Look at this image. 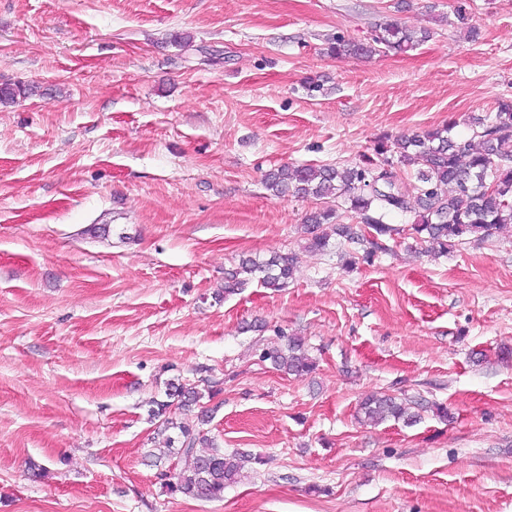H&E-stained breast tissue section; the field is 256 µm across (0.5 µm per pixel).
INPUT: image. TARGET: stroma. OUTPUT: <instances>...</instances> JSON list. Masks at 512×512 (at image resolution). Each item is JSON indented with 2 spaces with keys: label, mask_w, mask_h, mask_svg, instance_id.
<instances>
[{
  "label": "stroma",
  "mask_w": 512,
  "mask_h": 512,
  "mask_svg": "<svg viewBox=\"0 0 512 512\" xmlns=\"http://www.w3.org/2000/svg\"><path fill=\"white\" fill-rule=\"evenodd\" d=\"M456 5L0 0V84L37 89L0 105V512H512V232L437 258L395 215L351 266L339 237L308 250L315 200L262 181L448 123L470 137L512 97V0ZM390 21L431 36L325 51ZM274 252L297 258L287 288L215 300ZM288 336L311 376L260 360ZM178 380L213 390L205 432L254 458L223 499L170 493L151 458ZM372 392L419 421L361 423ZM428 30L417 32L397 22H389L379 25L378 30L368 43H352L342 36L336 35L327 42V54L331 56H356L371 58L376 55H388L390 53H407L416 49L422 42L430 37Z\"/></svg>",
  "instance_id": "stroma-1"
}]
</instances>
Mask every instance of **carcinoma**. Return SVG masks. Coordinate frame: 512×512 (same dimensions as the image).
Returning <instances> with one entry per match:
<instances>
[{
	"mask_svg": "<svg viewBox=\"0 0 512 512\" xmlns=\"http://www.w3.org/2000/svg\"><path fill=\"white\" fill-rule=\"evenodd\" d=\"M430 37L397 22L379 26L368 43H352L337 35L327 42L331 56L371 58L416 49ZM444 125L394 142L380 141L374 146L375 157L356 165L320 166L282 165L265 174L264 183L276 198L288 195L312 197L322 206L305 220L308 249L321 252L330 240L329 229L346 241L355 240L352 227L336 224L338 211L351 212L369 229V248L364 259L386 250L383 240L393 238L398 229L387 222L394 214H411L415 237L438 246L446 254L465 239L485 240L512 225V99L498 102L495 114L473 129L471 138L451 135ZM415 168L412 193L398 184L394 164ZM295 258L274 253L266 259L244 257L238 266L224 275V294L230 295L256 282L261 287L279 291L295 277ZM262 361L278 371L303 377L316 369V361L302 339L289 337L282 346L262 350ZM167 400L150 410L152 418L161 419L166 433L162 457L174 460L165 486L171 493L197 499H221L224 490L244 478L249 457L230 454L214 446L200 426L207 424L213 409L203 398H213L198 386L171 382ZM363 422L378 423L389 417L408 424L418 415L405 402L390 395H370L361 403ZM195 414L197 425H189L183 416Z\"/></svg>",
	"mask_w": 512,
	"mask_h": 512,
	"instance_id": "carcinoma-1",
	"label": "carcinoma"
}]
</instances>
